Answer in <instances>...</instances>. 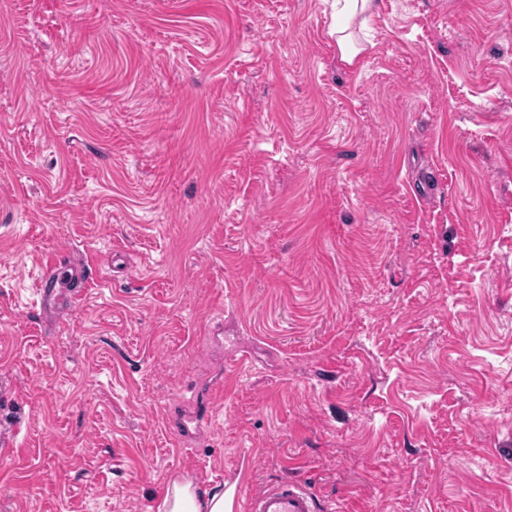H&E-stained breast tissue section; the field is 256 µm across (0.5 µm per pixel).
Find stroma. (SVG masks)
I'll list each match as a JSON object with an SVG mask.
<instances>
[{"instance_id":"stroma-1","label":"stroma","mask_w":512,"mask_h":512,"mask_svg":"<svg viewBox=\"0 0 512 512\" xmlns=\"http://www.w3.org/2000/svg\"><path fill=\"white\" fill-rule=\"evenodd\" d=\"M331 2L0 0V512H512V0ZM375 0H336V21L330 28V36H336V45L342 63L352 66L365 46L356 40L353 26L358 22L361 29L373 14ZM72 273L66 269L62 262L53 263L52 268L48 274L38 281V292L41 299V304L45 307L54 304L58 311V318L64 312V305L60 297L55 293V288H64V283L71 279ZM229 484L223 489H200L190 478L183 476L171 480L161 499L162 512H234L243 498V486ZM230 487V488H229ZM229 488V489H228ZM234 491V495H233ZM233 496V510H232ZM247 512H317L321 509L308 487L300 480L279 481L254 496H245Z\"/></svg>"}]
</instances>
